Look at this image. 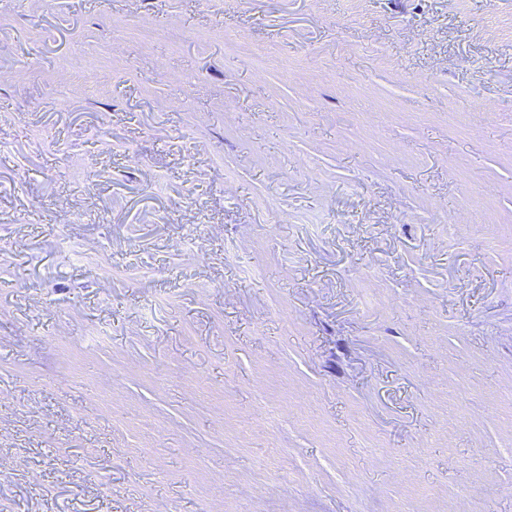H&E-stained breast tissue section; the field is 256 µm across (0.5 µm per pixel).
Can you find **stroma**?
Returning a JSON list of instances; mask_svg holds the SVG:
<instances>
[{"label":"stroma","mask_w":512,"mask_h":512,"mask_svg":"<svg viewBox=\"0 0 512 512\" xmlns=\"http://www.w3.org/2000/svg\"><path fill=\"white\" fill-rule=\"evenodd\" d=\"M0 512H512V0H0Z\"/></svg>","instance_id":"1"}]
</instances>
